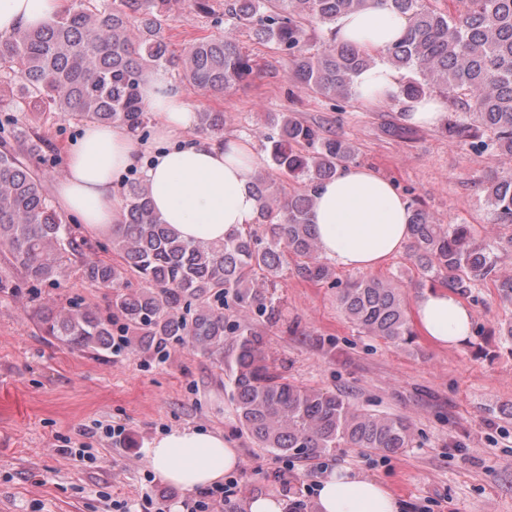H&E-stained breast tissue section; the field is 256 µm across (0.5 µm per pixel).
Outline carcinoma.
Instances as JSON below:
<instances>
[{
  "label": "carcinoma",
  "instance_id": "carcinoma-1",
  "mask_svg": "<svg viewBox=\"0 0 512 512\" xmlns=\"http://www.w3.org/2000/svg\"><path fill=\"white\" fill-rule=\"evenodd\" d=\"M183 0H72L56 20L0 36V294L20 288L15 273L31 285L54 283L85 243L48 198L35 164L42 142L30 134L17 103L4 101L12 85L62 118L120 124L149 135L141 83L168 68L178 84L222 93L247 82L253 62L230 36H205L177 55L164 26ZM439 0H191L190 7L213 27L245 30L283 54L291 78L329 99L348 101L356 75L376 57L336 42L343 14L383 4L404 15L408 26L383 53L399 75V95L419 100L433 92L449 102L442 132L477 152L512 156V0H456V14ZM137 24L139 36L129 35ZM321 33L319 45L311 36ZM199 129L224 136L229 118L200 112ZM256 137L268 150V168L252 176L258 201L255 224L221 243H190L159 222L141 180L124 188L121 222L112 232L120 262L83 264L88 283L113 289L104 318L79 303L34 307L45 333L73 349L112 348V322L130 333L127 345L157 353L169 345L190 346L226 364L227 387L241 426L262 448L284 456L313 458L338 448L397 453L411 447L407 418L354 407L341 394L312 391L276 372L266 357L265 334L256 317L280 321L277 288L288 275L331 281L350 323L391 343H413L415 331L399 283L363 275L342 283L322 256L309 216L315 189L339 167L355 160L353 142L322 124L284 112H269ZM304 184L291 194L281 180ZM487 201L496 224H512V176L489 181ZM410 248L418 285L441 286L465 295L494 279L500 296L512 299V274L495 276L494 251L512 252V234L491 249L468 224H438L416 204L410 207ZM293 264H288V261ZM134 276L141 287L131 288ZM238 308L229 322L223 306ZM231 336L229 348L224 337Z\"/></svg>",
  "mask_w": 512,
  "mask_h": 512
}]
</instances>
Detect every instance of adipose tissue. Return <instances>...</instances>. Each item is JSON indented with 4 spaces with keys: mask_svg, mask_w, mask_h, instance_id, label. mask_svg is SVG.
<instances>
[{
    "mask_svg": "<svg viewBox=\"0 0 512 512\" xmlns=\"http://www.w3.org/2000/svg\"><path fill=\"white\" fill-rule=\"evenodd\" d=\"M65 0H0V36L38 27L58 17ZM407 20L377 6L340 17L339 42L380 52L401 36ZM360 97L388 102L398 85L389 64L380 62L355 80ZM155 125L146 143L121 125L85 124L56 186L63 210L80 216L98 235L116 229L122 208L121 177L138 170L148 186L155 214L183 240L219 243L255 222L258 203L249 189L260 162L253 142L242 137L215 139L197 133V114L168 72L150 73L142 86ZM407 200L374 170L348 165L316 191L311 223L323 256L338 267L375 271L401 254L409 240ZM422 335L440 348L466 343L472 310L445 288L427 289L415 302ZM149 465L166 482L186 488L214 484L240 464L222 434L174 429L145 446ZM316 512H399L383 484L339 469L321 479Z\"/></svg>",
    "mask_w": 512,
    "mask_h": 512,
    "instance_id": "ef3b65f1",
    "label": "adipose tissue"
}]
</instances>
